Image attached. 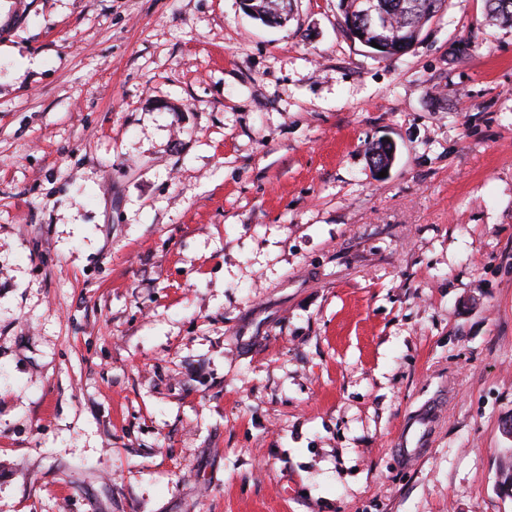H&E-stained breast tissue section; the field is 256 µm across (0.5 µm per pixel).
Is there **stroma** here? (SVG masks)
Segmentation results:
<instances>
[{
    "mask_svg": "<svg viewBox=\"0 0 512 512\" xmlns=\"http://www.w3.org/2000/svg\"><path fill=\"white\" fill-rule=\"evenodd\" d=\"M291 2L8 0L0 512H512V27ZM248 8L262 21L280 23L286 9L285 0H248ZM247 8V9H248ZM444 0H339L341 27L346 34L381 58L397 55L400 42L418 40L423 28L440 10ZM371 12H365L367 8ZM417 34L414 36V33ZM372 42L381 45L375 50Z\"/></svg>",
    "mask_w": 512,
    "mask_h": 512,
    "instance_id": "stroma-1",
    "label": "stroma"
}]
</instances>
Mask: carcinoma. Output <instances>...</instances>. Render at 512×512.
<instances>
[{
  "mask_svg": "<svg viewBox=\"0 0 512 512\" xmlns=\"http://www.w3.org/2000/svg\"><path fill=\"white\" fill-rule=\"evenodd\" d=\"M444 0H339L341 27L346 34L381 58L399 53L400 42L418 40V33L440 10ZM248 8L262 20L279 23L285 0H249ZM490 18L512 24V0H485ZM382 46L373 49V44ZM373 164L389 167L395 159L391 145L377 143L369 148Z\"/></svg>",
  "mask_w": 512,
  "mask_h": 512,
  "instance_id": "obj_1",
  "label": "carcinoma"
}]
</instances>
